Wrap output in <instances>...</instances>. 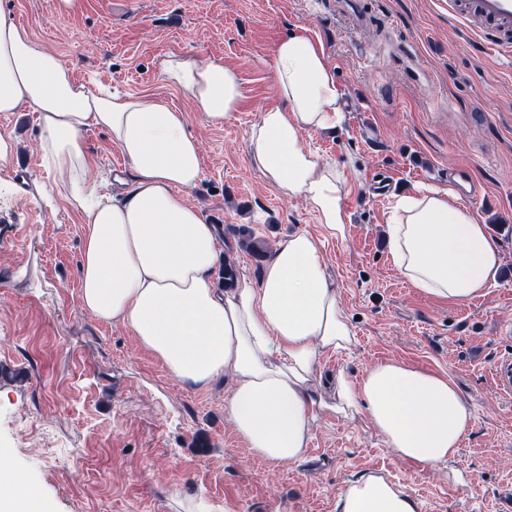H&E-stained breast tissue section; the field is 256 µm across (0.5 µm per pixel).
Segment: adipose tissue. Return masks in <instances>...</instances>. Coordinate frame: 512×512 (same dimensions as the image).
Here are the masks:
<instances>
[{
    "mask_svg": "<svg viewBox=\"0 0 512 512\" xmlns=\"http://www.w3.org/2000/svg\"><path fill=\"white\" fill-rule=\"evenodd\" d=\"M261 64L279 103L249 132L252 164L284 196L303 200L330 237H344L347 183L305 139L341 119L324 47L309 30H294ZM156 66L207 126L234 118L241 83L223 58L171 53ZM24 106L37 114L42 162L66 177L62 197L83 226L84 309L127 330L178 382L199 389L228 382L224 414L254 457L295 463L324 414L360 411L404 461L438 470L456 456L473 414L447 375L383 360L357 379L337 371L331 400L313 395L320 359L353 343L319 238L293 234L273 247L260 279L216 287L223 252L216 225L188 199L202 168L185 112L158 97L93 92L28 27L0 12V114ZM92 128L108 133L132 173L120 196L98 194L89 180L94 161L84 134ZM386 235L393 267L431 299L466 302L497 282L498 241L451 191L399 197ZM0 512H46L38 490L3 464ZM336 512H417V505L403 486L370 473L340 491Z\"/></svg>",
    "mask_w": 512,
    "mask_h": 512,
    "instance_id": "adipose-tissue-1",
    "label": "adipose tissue"
}]
</instances>
